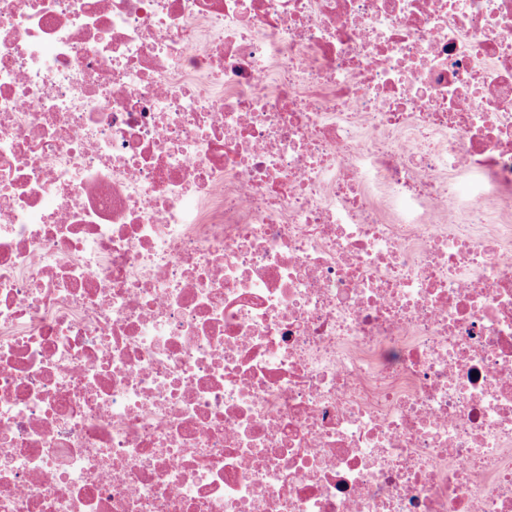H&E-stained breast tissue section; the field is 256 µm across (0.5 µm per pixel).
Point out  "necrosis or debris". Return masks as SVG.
Listing matches in <instances>:
<instances>
[{"instance_id": "obj_1", "label": "necrosis or debris", "mask_w": 512, "mask_h": 512, "mask_svg": "<svg viewBox=\"0 0 512 512\" xmlns=\"http://www.w3.org/2000/svg\"><path fill=\"white\" fill-rule=\"evenodd\" d=\"M0 512H512V0H0Z\"/></svg>"}]
</instances>
